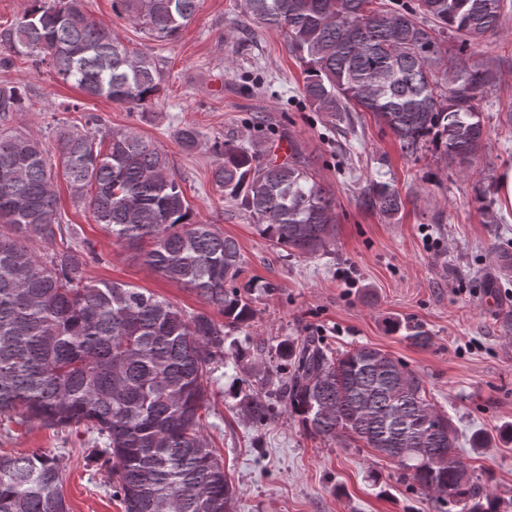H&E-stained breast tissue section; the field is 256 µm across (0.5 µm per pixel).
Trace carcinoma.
<instances>
[{"label": "carcinoma", "instance_id": "carcinoma-1", "mask_svg": "<svg viewBox=\"0 0 512 512\" xmlns=\"http://www.w3.org/2000/svg\"><path fill=\"white\" fill-rule=\"evenodd\" d=\"M504 0H241L249 22L284 31L304 67L302 97L315 112H369L411 158L431 148L464 168L481 147L476 100L492 71L469 50L493 36ZM198 0H113V9L159 41L188 24ZM19 61L50 69L89 98L147 108L163 74L91 19L84 0H29L0 27V69ZM17 86L0 87V117L25 112ZM62 124L64 177L93 221L117 241L149 249L143 262L196 292L224 315L188 314L122 282H93L87 254L69 247L44 258L30 241L62 232L53 168L34 134L0 133V414L97 434L96 459L112 464L124 512H232L224 463L202 432L200 411L224 366V327L254 318L237 242L193 219L162 149L134 128L98 116ZM185 150L192 126L175 129ZM211 179L255 220L257 232L291 255H315L335 228L333 199L293 156L216 141ZM369 206L388 218L403 209L397 188L374 181ZM412 345L431 344L420 324L391 322ZM263 390L238 410L261 427L283 408L314 436L347 434L393 461L433 493L434 512H495L472 480L451 420L426 395L421 375L382 350L359 346L340 358L316 336L280 346ZM63 457L0 456V512H68Z\"/></svg>", "mask_w": 512, "mask_h": 512}]
</instances>
